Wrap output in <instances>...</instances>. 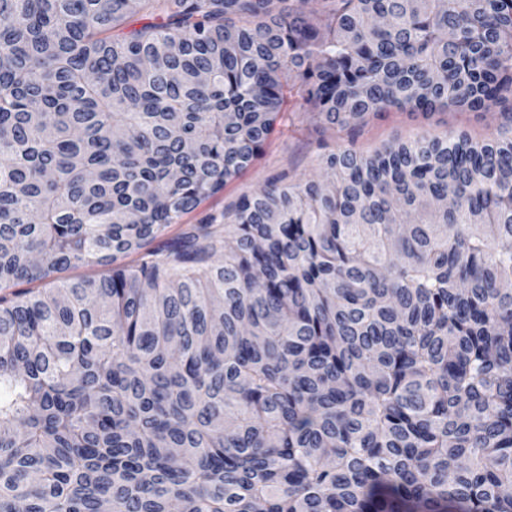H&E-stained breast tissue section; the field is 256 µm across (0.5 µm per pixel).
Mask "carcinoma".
I'll return each mask as SVG.
<instances>
[{"label": "carcinoma", "mask_w": 512, "mask_h": 512, "mask_svg": "<svg viewBox=\"0 0 512 512\" xmlns=\"http://www.w3.org/2000/svg\"><path fill=\"white\" fill-rule=\"evenodd\" d=\"M314 2L0 0V512H512V112L116 264L289 105L512 104V0Z\"/></svg>", "instance_id": "obj_1"}]
</instances>
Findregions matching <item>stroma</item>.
I'll list each match as a JSON object with an SVG mask.
<instances>
[{"label": "stroma", "mask_w": 512, "mask_h": 512, "mask_svg": "<svg viewBox=\"0 0 512 512\" xmlns=\"http://www.w3.org/2000/svg\"><path fill=\"white\" fill-rule=\"evenodd\" d=\"M295 124L292 130L276 127L263 154L253 165L187 215L184 224H193L206 214L223 211L241 196L263 188L281 174H288L295 180L319 177L321 158L330 150L348 148L368 155L388 144L420 135L441 137L452 130L465 132L472 140L481 142L497 136L501 118L493 109L486 112L448 109L428 116L393 109L383 117L369 120L351 136L319 127L311 115L304 113L299 114Z\"/></svg>", "instance_id": "35a3bbf8"}]
</instances>
